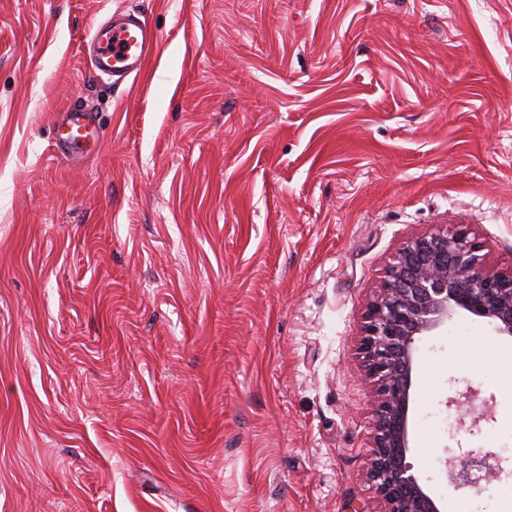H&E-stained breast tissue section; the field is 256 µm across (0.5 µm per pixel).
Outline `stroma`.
Here are the masks:
<instances>
[{"label":"stroma","instance_id":"stroma-1","mask_svg":"<svg viewBox=\"0 0 512 512\" xmlns=\"http://www.w3.org/2000/svg\"><path fill=\"white\" fill-rule=\"evenodd\" d=\"M128 10L160 43L112 83L86 45ZM75 102L108 130L69 160ZM457 224L512 267V0H0V512H382L366 306ZM510 361L476 317L420 344L449 507L512 492ZM457 448L509 476L453 487Z\"/></svg>","mask_w":512,"mask_h":512}]
</instances>
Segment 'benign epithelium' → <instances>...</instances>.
Here are the masks:
<instances>
[{
    "label": "benign epithelium",
    "instance_id": "1",
    "mask_svg": "<svg viewBox=\"0 0 512 512\" xmlns=\"http://www.w3.org/2000/svg\"><path fill=\"white\" fill-rule=\"evenodd\" d=\"M468 317L482 318L495 335L512 338V270L489 267L466 224L410 239L367 306L360 341L375 394L367 478L384 503L383 512H446L407 461L419 342ZM441 464L446 478L463 487L470 486L474 470L488 483L504 473L501 458L491 451L471 450Z\"/></svg>",
    "mask_w": 512,
    "mask_h": 512
}]
</instances>
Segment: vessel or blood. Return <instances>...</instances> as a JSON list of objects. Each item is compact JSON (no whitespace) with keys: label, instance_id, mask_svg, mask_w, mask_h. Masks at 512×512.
<instances>
[{"label":"vessel or blood","instance_id":"b4317fda","mask_svg":"<svg viewBox=\"0 0 512 512\" xmlns=\"http://www.w3.org/2000/svg\"><path fill=\"white\" fill-rule=\"evenodd\" d=\"M92 41L96 46L90 62L97 75L138 74L148 54L156 48L158 36L133 12L113 15L99 25ZM98 135L96 116L79 108H69L56 131L54 148L58 153L77 155Z\"/></svg>","mask_w":512,"mask_h":512}]
</instances>
